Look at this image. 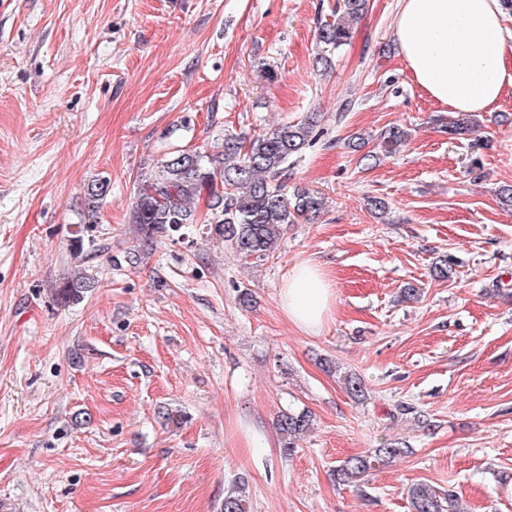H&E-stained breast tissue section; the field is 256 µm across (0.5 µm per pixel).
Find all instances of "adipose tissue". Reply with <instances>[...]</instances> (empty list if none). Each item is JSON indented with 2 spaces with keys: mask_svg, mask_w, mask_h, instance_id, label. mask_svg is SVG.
<instances>
[{
  "mask_svg": "<svg viewBox=\"0 0 512 512\" xmlns=\"http://www.w3.org/2000/svg\"><path fill=\"white\" fill-rule=\"evenodd\" d=\"M502 0H400L394 21L397 50L418 85L450 111H489L512 86V32ZM332 290L318 266L298 265L282 305L300 327L324 323Z\"/></svg>",
  "mask_w": 512,
  "mask_h": 512,
  "instance_id": "ef3b65f1",
  "label": "adipose tissue"
}]
</instances>
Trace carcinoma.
Listing matches in <instances>:
<instances>
[{"label":"carcinoma","instance_id":"obj_1","mask_svg":"<svg viewBox=\"0 0 512 512\" xmlns=\"http://www.w3.org/2000/svg\"><path fill=\"white\" fill-rule=\"evenodd\" d=\"M368 0H339L336 17L320 25L317 40L323 51L317 62L328 67L331 56L349 45L357 25L367 12ZM320 136L318 119L312 115L293 123L279 124L254 136L243 133L224 138V151L216 155L178 150L159 166L155 175L136 187L128 223L136 226L143 241L156 243L188 224L199 223L196 203L208 199L204 224L237 255L264 261L274 253L290 224H301L323 209L324 197L302 186L288 187L289 160L313 145ZM381 148L396 153L407 141V133L391 127L379 136ZM110 181L94 180L85 195L87 223L106 199ZM95 287V281L77 272L59 283L56 295L68 303L79 300ZM312 425L306 410L290 409L278 415L276 426L283 448L291 453L297 440ZM398 442H385L367 456L355 455L340 461L336 474L343 482L357 481L371 469L402 454ZM413 512H466L459 498L440 493L423 483L408 488ZM222 512H245L243 490L224 496Z\"/></svg>","mask_w":512,"mask_h":512}]
</instances>
